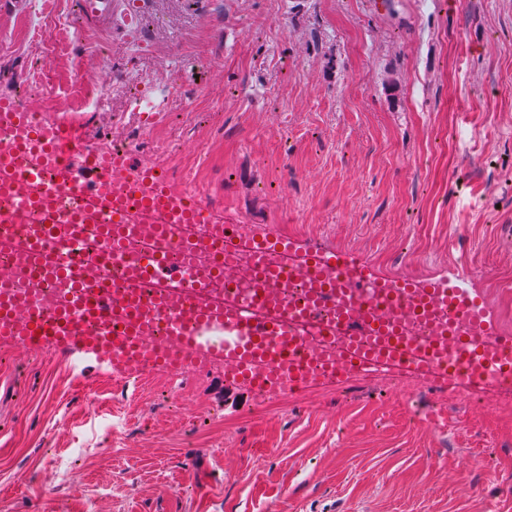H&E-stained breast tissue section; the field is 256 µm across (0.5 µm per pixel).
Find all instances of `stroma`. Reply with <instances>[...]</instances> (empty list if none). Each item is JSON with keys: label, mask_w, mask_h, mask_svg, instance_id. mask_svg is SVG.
I'll return each mask as SVG.
<instances>
[{"label": "stroma", "mask_w": 512, "mask_h": 512, "mask_svg": "<svg viewBox=\"0 0 512 512\" xmlns=\"http://www.w3.org/2000/svg\"><path fill=\"white\" fill-rule=\"evenodd\" d=\"M79 73L108 94L75 126L87 143L193 177L226 221L388 276L466 277L512 324V0H144L131 39L78 0L0 6V96L54 117ZM141 94L164 95L155 122L130 112ZM111 377L0 347V512H85L62 484L46 499L52 457L107 512H512V392L427 371L281 397L216 371L175 392ZM66 472L67 463L64 460H49L40 473V484L42 488L51 494L56 487L57 481L63 478L67 474Z\"/></svg>", "instance_id": "stroma-1"}]
</instances>
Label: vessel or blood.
<instances>
[{"label": "vessel or blood", "instance_id": "vessel-or-blood-1", "mask_svg": "<svg viewBox=\"0 0 512 512\" xmlns=\"http://www.w3.org/2000/svg\"><path fill=\"white\" fill-rule=\"evenodd\" d=\"M79 5L86 22L113 24L129 35L138 30L142 0H79ZM27 118L14 98H0V189L18 184L16 199L23 208L32 195H40L49 207L44 220L51 235L71 240L81 225L98 224L105 254L120 257L130 194L138 198L142 221L153 235H166L172 224L216 223L209 206L184 202L166 166H137L127 154L99 153L77 139L67 123H48L24 142L8 138V131L26 124ZM201 248L220 261L247 251L265 287L246 308L198 304L203 290L196 281L168 292L166 306L172 313H180L190 301L197 305L192 321L178 326L176 351L163 352L142 343L138 305L107 286L84 293L83 274L66 262L58 263L54 273L70 283V304L29 308L20 315L14 304L0 300V343L33 351L51 348L72 363L104 360L126 374L138 368L168 372L207 358L230 364L226 379L255 391L283 386L297 391L340 381L374 363V349L364 345V338L389 335L393 321L415 309L438 314L453 329L455 343L483 342L501 377L512 382V336L500 331L479 298H455L447 279L390 277L341 249L302 250L294 241L266 236L242 243L211 237ZM275 254L299 257L313 286L309 306L301 315L313 322L316 335L334 337L338 344L332 352L322 353L318 363L295 355L299 338L288 324L300 314L282 303L277 319L262 315L269 300L277 298L273 284L283 273L282 266L271 260ZM112 318L124 321L123 336L107 343L88 334V323Z\"/></svg>", "mask_w": 512, "mask_h": 512}]
</instances>
